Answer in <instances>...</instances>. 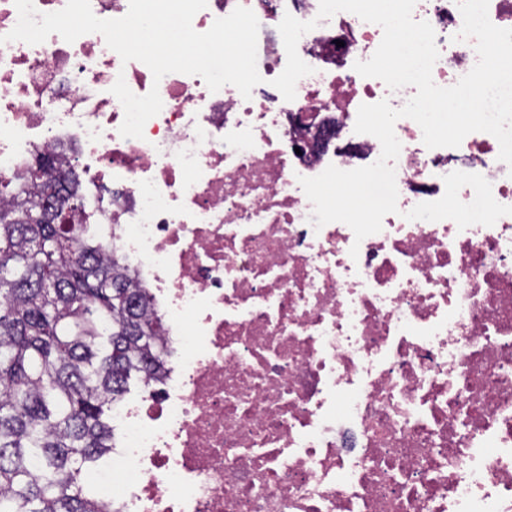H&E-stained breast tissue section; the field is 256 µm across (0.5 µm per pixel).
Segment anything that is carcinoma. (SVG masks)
<instances>
[{"mask_svg":"<svg viewBox=\"0 0 512 512\" xmlns=\"http://www.w3.org/2000/svg\"><path fill=\"white\" fill-rule=\"evenodd\" d=\"M83 213L50 152L0 181V512H109L92 465L112 405L167 362L147 293Z\"/></svg>","mask_w":512,"mask_h":512,"instance_id":"1","label":"carcinoma"}]
</instances>
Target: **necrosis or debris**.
<instances>
[{
  "label": "necrosis or debris",
  "mask_w": 512,
  "mask_h": 512,
  "mask_svg": "<svg viewBox=\"0 0 512 512\" xmlns=\"http://www.w3.org/2000/svg\"><path fill=\"white\" fill-rule=\"evenodd\" d=\"M239 6L259 22L262 78L250 98L201 77L154 80L98 33L6 41L0 0V180L53 149L81 165L104 237L165 322L174 361L141 399L112 406L115 468L99 473L120 512H512V167L485 132L430 149L399 119L398 210L355 242L314 228L300 178L374 163L355 133L361 104L401 108L355 62L380 26L319 0H207L195 31ZM318 25L297 51L312 74L284 100V15ZM431 24L436 85L477 62L457 0H416ZM158 88L143 138L119 133L112 94ZM332 129L321 150L292 116ZM358 254H351V247Z\"/></svg>",
  "instance_id": "4bbe7bcc"
}]
</instances>
